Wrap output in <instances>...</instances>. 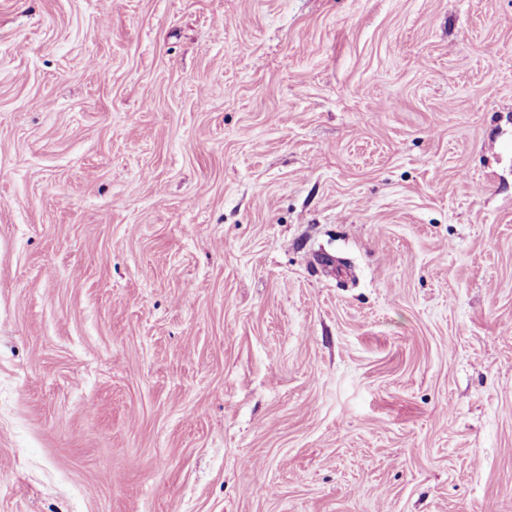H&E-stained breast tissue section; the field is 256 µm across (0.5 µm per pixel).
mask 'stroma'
I'll return each instance as SVG.
<instances>
[{
  "label": "stroma",
  "instance_id": "obj_1",
  "mask_svg": "<svg viewBox=\"0 0 512 512\" xmlns=\"http://www.w3.org/2000/svg\"><path fill=\"white\" fill-rule=\"evenodd\" d=\"M0 512H512V0H0Z\"/></svg>",
  "mask_w": 512,
  "mask_h": 512
}]
</instances>
